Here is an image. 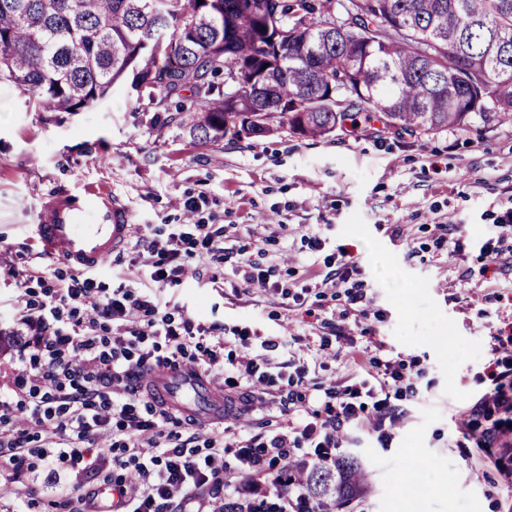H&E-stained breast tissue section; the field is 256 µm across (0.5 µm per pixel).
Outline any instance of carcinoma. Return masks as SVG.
Listing matches in <instances>:
<instances>
[{"instance_id":"1","label":"carcinoma","mask_w":512,"mask_h":512,"mask_svg":"<svg viewBox=\"0 0 512 512\" xmlns=\"http://www.w3.org/2000/svg\"><path fill=\"white\" fill-rule=\"evenodd\" d=\"M0 0V83L36 112H81L129 85L143 111L177 110L201 143L288 129L325 138L378 122L397 134L512 121V0ZM190 102L184 111L182 98ZM313 512L367 483L353 456L295 460ZM224 512H276L264 500Z\"/></svg>"}]
</instances>
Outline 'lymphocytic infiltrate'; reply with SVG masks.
Instances as JSON below:
<instances>
[{
	"mask_svg": "<svg viewBox=\"0 0 512 512\" xmlns=\"http://www.w3.org/2000/svg\"><path fill=\"white\" fill-rule=\"evenodd\" d=\"M223 238V228L199 222L179 225L165 242H149L152 259L140 270L137 292L123 283L100 288L74 273L44 288L41 298L18 296L15 319L33 336L21 345L16 375L0 391V463L16 474L81 467L86 479L117 492L122 512H167L175 497L187 512H212L210 491L230 485L225 453H233L241 470L264 476L287 464L294 448L331 466L342 452L339 431L361 425L365 404L375 411L373 430L396 424L394 402L404 380L399 363L377 362L371 379L322 391L305 363L284 374L252 358L225 361L222 327L178 321L163 308L159 289L180 285L197 259L196 243L214 249ZM184 362L230 392L254 384L293 386L301 419L269 437L201 426L175 440L166 427L181 425V415L151 404L131 382L148 367ZM488 376L493 388L477 413L512 409L511 335L498 337ZM108 450L110 462L134 473L135 488L104 474Z\"/></svg>",
	"mask_w": 512,
	"mask_h": 512,
	"instance_id": "lymphocytic-infiltrate-1",
	"label": "lymphocytic infiltrate"
}]
</instances>
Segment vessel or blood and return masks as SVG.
<instances>
[{
	"label": "vessel or blood",
	"instance_id": "obj_1",
	"mask_svg": "<svg viewBox=\"0 0 512 512\" xmlns=\"http://www.w3.org/2000/svg\"><path fill=\"white\" fill-rule=\"evenodd\" d=\"M134 226L129 211L108 194L55 196L43 208L32 234L41 253L76 271H96L120 253ZM156 396L183 413L218 419L224 413L214 382L189 365L153 366L142 374Z\"/></svg>",
	"mask_w": 512,
	"mask_h": 512
}]
</instances>
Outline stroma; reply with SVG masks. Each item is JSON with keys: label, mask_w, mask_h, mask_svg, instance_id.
<instances>
[{"label": "stroma", "mask_w": 512, "mask_h": 512, "mask_svg": "<svg viewBox=\"0 0 512 512\" xmlns=\"http://www.w3.org/2000/svg\"><path fill=\"white\" fill-rule=\"evenodd\" d=\"M105 190L148 239L187 223V205L224 227V246L268 270L277 290L246 287L233 257L206 253L198 271L161 290L175 318L224 328V357L248 354L283 372L298 361L321 388L367 379L377 360L401 361L416 394H404L385 434L352 428L344 451L370 474L348 512H512V457L459 446L461 423L490 380L497 337L512 331V268L485 274L486 225L512 207V122L397 136L362 126L312 140L282 130L213 146L177 121L153 127L128 87L82 112L31 111L0 84V333L13 327L16 269L69 276L44 258L30 232L50 197ZM453 223L466 246L454 261L436 240ZM319 233L324 250L311 248ZM345 253L370 299L365 314L340 317L343 289L325 286V257ZM468 280H460L461 272ZM300 302H293V295ZM251 334L249 345L237 337ZM359 361L336 357L342 338ZM235 430L266 435L286 424L287 391L248 389ZM436 463V490L413 497Z\"/></svg>", "instance_id": "35a3bbf8"}]
</instances>
